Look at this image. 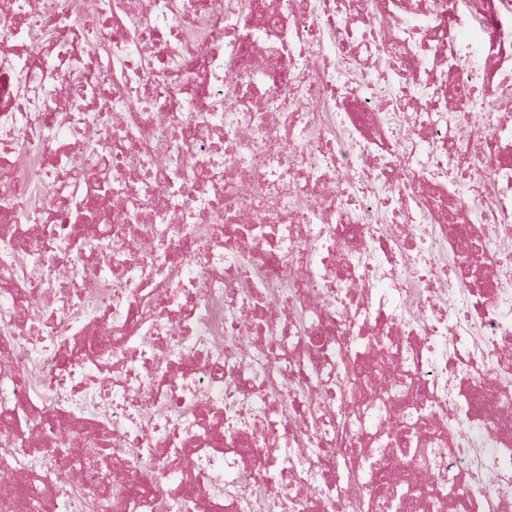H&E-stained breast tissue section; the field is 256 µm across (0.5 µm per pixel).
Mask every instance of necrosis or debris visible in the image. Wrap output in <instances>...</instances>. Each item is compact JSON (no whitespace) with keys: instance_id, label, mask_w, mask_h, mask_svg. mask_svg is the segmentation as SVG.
Listing matches in <instances>:
<instances>
[{"instance_id":"necrosis-or-debris-1","label":"necrosis or debris","mask_w":512,"mask_h":512,"mask_svg":"<svg viewBox=\"0 0 512 512\" xmlns=\"http://www.w3.org/2000/svg\"><path fill=\"white\" fill-rule=\"evenodd\" d=\"M511 104L512 0H0V512H506Z\"/></svg>"}]
</instances>
